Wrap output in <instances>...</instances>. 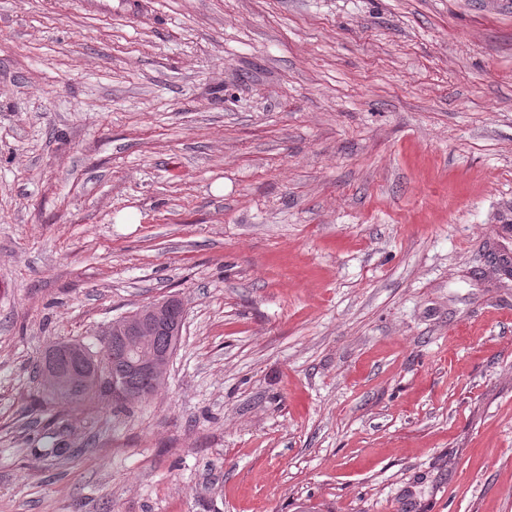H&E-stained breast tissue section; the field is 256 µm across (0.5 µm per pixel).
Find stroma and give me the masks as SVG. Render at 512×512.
Masks as SVG:
<instances>
[{
	"label": "stroma",
	"instance_id": "35a3bbf8",
	"mask_svg": "<svg viewBox=\"0 0 512 512\" xmlns=\"http://www.w3.org/2000/svg\"><path fill=\"white\" fill-rule=\"evenodd\" d=\"M104 2L0 0V512H512V0ZM170 305L167 300H159L149 306L136 312L128 313L122 317L114 319L110 324L106 334L108 340L104 342L107 350L104 352V360L111 364L112 357H119L124 349V344L131 353H134L132 359L128 360L133 370L118 365L116 375L118 383L131 384L138 391L145 395V398L151 396L161 381H157L152 373L159 379H163L167 373L173 353L169 347L178 348L182 339L185 316L182 311L173 306L170 313L169 329L156 334L157 329L168 321ZM113 335V336H112ZM118 336H121L119 338ZM153 336L147 348L166 349L151 350L147 353H140V347ZM112 338V342H111ZM66 350V360L61 362L59 357L61 352ZM42 386L46 394L59 395L70 391L76 386L87 385L89 381V371L95 372L97 381L103 380L110 383L112 380L108 377L105 362L98 357L90 354L83 347L68 345L64 348L60 342L50 343L41 358ZM141 371V372H138ZM140 392L128 388H121L115 391V397L122 404H130L133 401L141 399ZM50 402L62 401L73 409L92 407L102 401L111 400L112 404H119L104 388L96 387L94 384L85 386L80 394L71 401L63 397L51 396L47 398Z\"/></svg>",
	"mask_w": 512,
	"mask_h": 512
}]
</instances>
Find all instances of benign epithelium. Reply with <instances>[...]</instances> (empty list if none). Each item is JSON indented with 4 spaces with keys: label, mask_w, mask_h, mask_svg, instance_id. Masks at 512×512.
Listing matches in <instances>:
<instances>
[{
    "label": "benign epithelium",
    "mask_w": 512,
    "mask_h": 512,
    "mask_svg": "<svg viewBox=\"0 0 512 512\" xmlns=\"http://www.w3.org/2000/svg\"><path fill=\"white\" fill-rule=\"evenodd\" d=\"M169 309L168 301L159 300L113 320L107 332L109 337H121L127 350L133 353L132 359L128 360L132 369L149 372L159 379L165 377L173 353L169 349L142 353L140 347L168 321ZM41 364V382L48 394L59 395L85 385L92 372L97 380L111 382L105 362L80 346L65 347L60 342H52L47 346Z\"/></svg>",
    "instance_id": "benign-epithelium-1"
}]
</instances>
